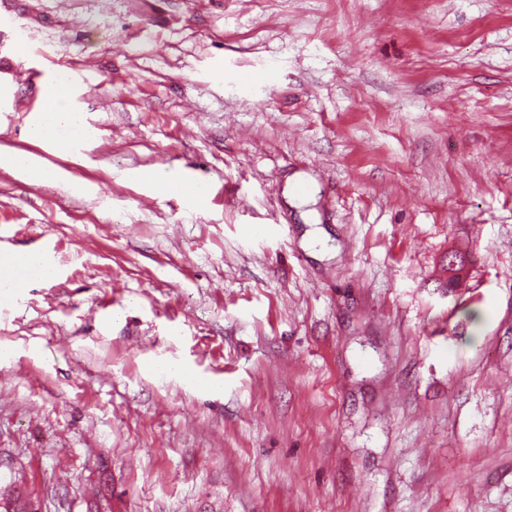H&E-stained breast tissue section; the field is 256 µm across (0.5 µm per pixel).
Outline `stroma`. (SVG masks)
Instances as JSON below:
<instances>
[{"label":"stroma","instance_id":"1","mask_svg":"<svg viewBox=\"0 0 512 512\" xmlns=\"http://www.w3.org/2000/svg\"><path fill=\"white\" fill-rule=\"evenodd\" d=\"M1 148L0 512H512V0H0ZM67 70L60 71V79L65 80ZM55 81L48 86L43 98V109L40 116L33 124L31 130L32 136L36 139L51 137L58 151L61 154L71 152L75 142L90 136L91 131L84 122L81 112H73L67 109L63 104L67 98L69 84L66 81ZM63 124L70 128V135L64 138L52 136L54 125ZM0 166L12 168L36 179H41L45 175L43 170L34 166L30 158L18 154H4L1 152ZM35 254L25 255V258L18 261L16 258L1 260L0 262V288L4 296H10L14 293L16 286L23 281L24 269L26 266L40 264L41 260L34 256ZM4 268L8 273H1Z\"/></svg>","mask_w":512,"mask_h":512}]
</instances>
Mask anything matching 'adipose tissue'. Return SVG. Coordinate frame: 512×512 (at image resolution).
<instances>
[{
	"mask_svg": "<svg viewBox=\"0 0 512 512\" xmlns=\"http://www.w3.org/2000/svg\"><path fill=\"white\" fill-rule=\"evenodd\" d=\"M68 88V83L64 81H56L48 86L43 98L42 112L31 130L34 138L43 139L51 136L56 125L61 124L68 127L69 136L55 140L58 151L63 154L71 152L75 142L85 139L91 134L82 114L65 107L64 101Z\"/></svg>",
	"mask_w": 512,
	"mask_h": 512,
	"instance_id": "adipose-tissue-1",
	"label": "adipose tissue"
}]
</instances>
